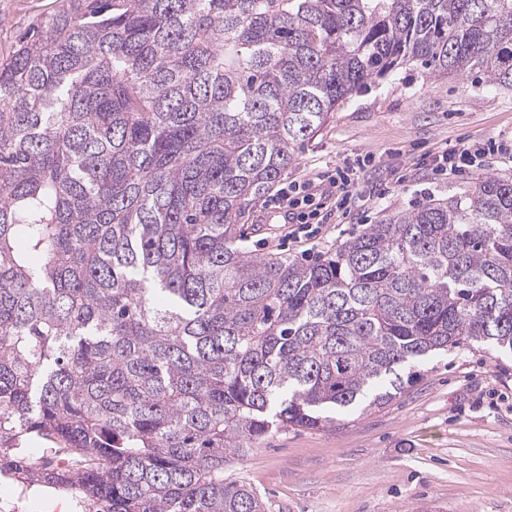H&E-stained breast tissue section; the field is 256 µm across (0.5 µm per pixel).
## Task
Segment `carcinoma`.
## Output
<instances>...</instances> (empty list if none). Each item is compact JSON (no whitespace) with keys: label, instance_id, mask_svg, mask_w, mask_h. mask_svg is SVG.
<instances>
[{"label":"carcinoma","instance_id":"obj_1","mask_svg":"<svg viewBox=\"0 0 512 512\" xmlns=\"http://www.w3.org/2000/svg\"><path fill=\"white\" fill-rule=\"evenodd\" d=\"M409 62L512 89V0H61L0 57V478L266 512L224 466L268 435L382 406L432 353L512 352V180L311 265L239 245L296 147Z\"/></svg>","mask_w":512,"mask_h":512}]
</instances>
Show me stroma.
Returning a JSON list of instances; mask_svg holds the SVG:
<instances>
[{
  "label": "stroma",
  "instance_id": "stroma-1",
  "mask_svg": "<svg viewBox=\"0 0 512 512\" xmlns=\"http://www.w3.org/2000/svg\"><path fill=\"white\" fill-rule=\"evenodd\" d=\"M60 0H0V54ZM512 137V90L479 76L437 79L416 64L370 80L299 145L285 182L356 168L359 203L322 212L324 238L305 248L284 211L259 203L248 249L311 263L393 211L450 196L481 177L512 178L498 155L462 176L424 166L462 142ZM388 404L340 413L328 428L269 435L225 474L250 484L268 512H512V355L484 347L430 357Z\"/></svg>",
  "mask_w": 512,
  "mask_h": 512
}]
</instances>
